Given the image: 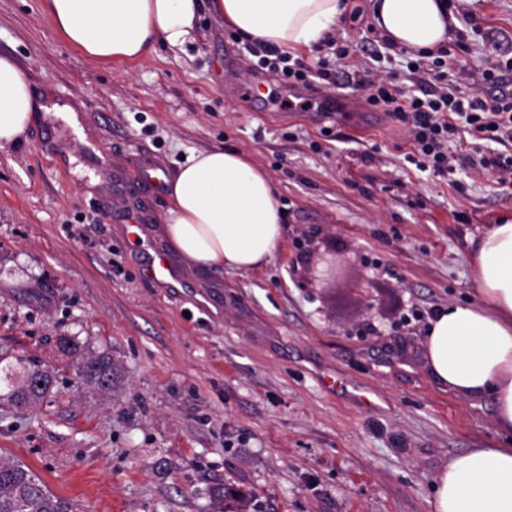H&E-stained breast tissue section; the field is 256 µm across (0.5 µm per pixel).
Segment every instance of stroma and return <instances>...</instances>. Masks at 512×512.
I'll use <instances>...</instances> for the list:
<instances>
[{"label": "stroma", "instance_id": "35a3bbf8", "mask_svg": "<svg viewBox=\"0 0 512 512\" xmlns=\"http://www.w3.org/2000/svg\"><path fill=\"white\" fill-rule=\"evenodd\" d=\"M463 7L480 30L454 23L458 65L496 63L495 41L512 57V0ZM0 55L82 125L41 119L0 148V353L64 370L38 407L0 399V461L81 512H218L219 486L251 497L249 512H430L451 457L499 446L491 399L430 373L425 312L475 301L471 247L512 220V187L419 171L392 116L342 84L305 105L302 85L255 67L209 14L183 48L97 64L44 0H0ZM248 77L260 86L249 106L235 93ZM214 148L272 177L284 236L261 269L187 270L163 287L145 278L125 216L162 247L152 230L168 197L123 175L146 155L170 178ZM307 241L316 256L301 264ZM334 251L345 271L327 281L319 258ZM404 308L419 319L401 322ZM61 336L111 356L112 392L65 370ZM324 372L348 389H324Z\"/></svg>", "mask_w": 512, "mask_h": 512}]
</instances>
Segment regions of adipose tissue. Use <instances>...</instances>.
I'll return each instance as SVG.
<instances>
[{
	"instance_id": "adipose-tissue-1",
	"label": "adipose tissue",
	"mask_w": 512,
	"mask_h": 512,
	"mask_svg": "<svg viewBox=\"0 0 512 512\" xmlns=\"http://www.w3.org/2000/svg\"><path fill=\"white\" fill-rule=\"evenodd\" d=\"M374 21L410 51L448 40L445 0H374ZM347 0H46L55 29L90 61L147 56L155 43L193 40L202 14L218 16L247 41L282 51L312 49L340 22ZM29 72L0 55V147L37 121ZM162 233L189 266L256 270L273 257L283 213L270 175L246 155L215 148L193 155L166 187ZM478 303L448 307L425 343L434 376L467 397H490L494 430L512 438V221L494 225L472 254ZM431 512H512V447L455 455L435 480Z\"/></svg>"
}]
</instances>
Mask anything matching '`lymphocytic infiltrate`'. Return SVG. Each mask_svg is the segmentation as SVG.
Here are the masks:
<instances>
[{"mask_svg": "<svg viewBox=\"0 0 512 512\" xmlns=\"http://www.w3.org/2000/svg\"><path fill=\"white\" fill-rule=\"evenodd\" d=\"M328 44L331 53L320 57L315 68L290 66L289 55L282 52L268 61L267 68L281 79L315 87L333 72L347 70L351 57L336 39ZM459 47L455 41L433 54L407 59L412 82L408 93L369 71H347V79L370 106L406 127L412 147L409 160L417 167L440 176L467 168L493 176L500 185L512 184V58L480 72L455 69L451 63ZM462 131L474 141L466 154L451 148Z\"/></svg>", "mask_w": 512, "mask_h": 512, "instance_id": "lymphocytic-infiltrate-1", "label": "lymphocytic infiltrate"}]
</instances>
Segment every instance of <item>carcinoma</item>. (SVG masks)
Wrapping results in <instances>:
<instances>
[{
    "mask_svg": "<svg viewBox=\"0 0 512 512\" xmlns=\"http://www.w3.org/2000/svg\"><path fill=\"white\" fill-rule=\"evenodd\" d=\"M60 350L70 358V366L79 382L89 389L110 391L117 378V368L107 354L88 356L78 337L63 338ZM16 362L25 363L22 377L15 384L6 378L7 392L4 397L18 405L36 406L43 403L56 385V371L29 364L28 359L18 357ZM0 512H75L73 502L60 498L47 489L43 480L23 464L0 463Z\"/></svg>",
    "mask_w": 512,
    "mask_h": 512,
    "instance_id": "carcinoma-1",
    "label": "carcinoma"
}]
</instances>
